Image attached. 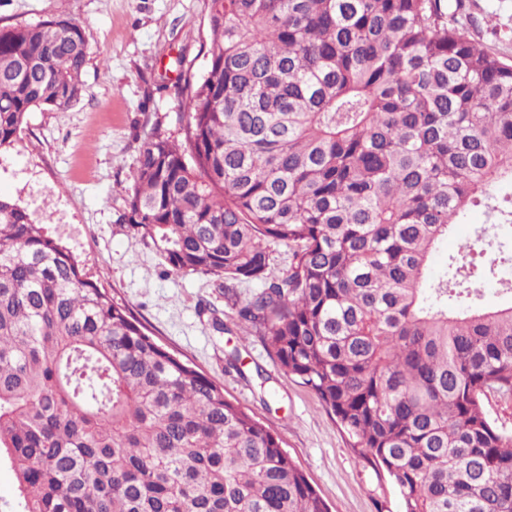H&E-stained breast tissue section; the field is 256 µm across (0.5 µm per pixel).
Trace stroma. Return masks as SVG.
<instances>
[{"label":"stroma","instance_id":"1","mask_svg":"<svg viewBox=\"0 0 512 512\" xmlns=\"http://www.w3.org/2000/svg\"><path fill=\"white\" fill-rule=\"evenodd\" d=\"M461 25L489 53L512 60V0H465ZM209 0H0V27L69 18L89 56L81 98L30 112L15 145L0 152V195L19 202L76 256L83 274L225 396L268 421L330 512H398L391 486L360 466L316 394L285 371L259 337L238 366L220 279L170 271L123 224L137 150L152 132L181 139L180 68L202 73Z\"/></svg>","mask_w":512,"mask_h":512}]
</instances>
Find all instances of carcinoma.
I'll list each match as a JSON object with an SVG mask.
<instances>
[{"label":"carcinoma","instance_id":"obj_1","mask_svg":"<svg viewBox=\"0 0 512 512\" xmlns=\"http://www.w3.org/2000/svg\"><path fill=\"white\" fill-rule=\"evenodd\" d=\"M184 144L141 143L121 220L175 272L224 280L400 512H512V62L462 0H209ZM82 26L0 28V150L83 90ZM288 266L268 274L271 246ZM234 283L260 288L239 298ZM16 512H327L271 424L224 397L0 197V464ZM486 217L479 208L471 210L465 224H456L452 235L448 236V242L442 246L434 258L435 267L441 266L448 258V253L457 250L459 244L469 238L474 228L485 223Z\"/></svg>","mask_w":512,"mask_h":512}]
</instances>
